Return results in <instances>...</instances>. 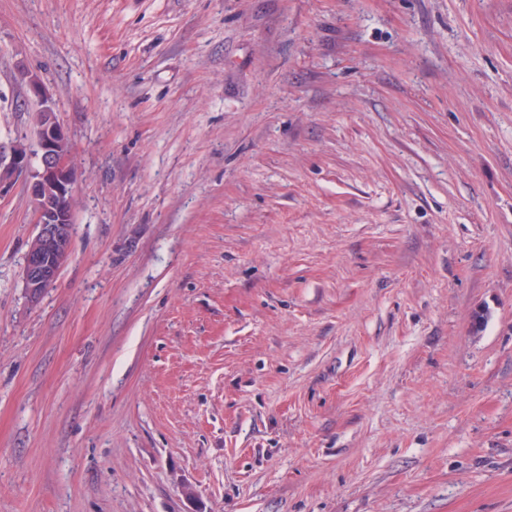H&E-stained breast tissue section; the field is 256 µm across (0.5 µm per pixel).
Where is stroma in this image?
<instances>
[{"instance_id": "1", "label": "stroma", "mask_w": 512, "mask_h": 512, "mask_svg": "<svg viewBox=\"0 0 512 512\" xmlns=\"http://www.w3.org/2000/svg\"><path fill=\"white\" fill-rule=\"evenodd\" d=\"M76 172L0 194V512H512V0H0ZM482 323H475L476 313ZM29 90L42 99V110L38 112L45 115V123L38 129V167L27 184L38 231L26 254L23 284L35 302L56 280L70 253L76 178L71 173L68 137L56 112L43 99L35 79L29 81Z\"/></svg>"}]
</instances>
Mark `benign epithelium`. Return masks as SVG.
<instances>
[{"label": "benign epithelium", "mask_w": 512, "mask_h": 512, "mask_svg": "<svg viewBox=\"0 0 512 512\" xmlns=\"http://www.w3.org/2000/svg\"><path fill=\"white\" fill-rule=\"evenodd\" d=\"M29 90L42 99L45 111V123L38 129V167L27 184L38 231L26 254L23 284L35 302L56 280L70 253L76 178L71 173L68 137L56 112L43 98L36 80L29 81ZM28 167V154L19 147L13 148L7 168L0 169V190L14 174Z\"/></svg>", "instance_id": "obj_1"}]
</instances>
